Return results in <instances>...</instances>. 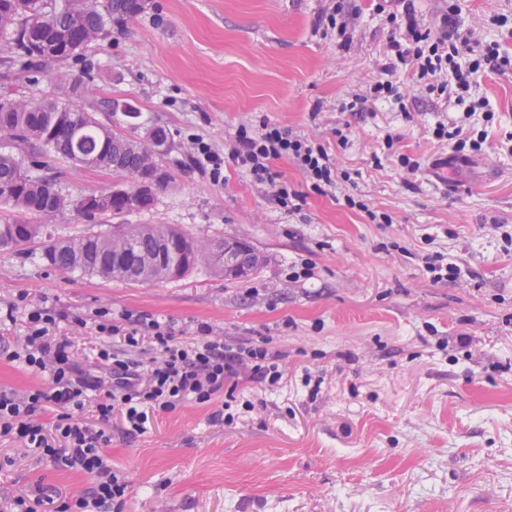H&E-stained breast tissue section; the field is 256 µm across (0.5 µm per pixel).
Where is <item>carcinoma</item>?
<instances>
[{"label": "carcinoma", "mask_w": 512, "mask_h": 512, "mask_svg": "<svg viewBox=\"0 0 512 512\" xmlns=\"http://www.w3.org/2000/svg\"><path fill=\"white\" fill-rule=\"evenodd\" d=\"M129 0H0V35L11 36L12 56L9 65L36 68L48 55L26 37L27 28L49 38L59 32L71 36L72 53H77L82 32L88 27L106 28L107 23H120L129 18ZM81 79L68 85V100L41 97L32 100L25 111L8 110L0 105V134L15 143V150L0 151V208L16 217L0 224V248L21 247L42 235L43 225L31 224L27 215L53 216L66 209L80 211L84 196L69 197L55 188L50 181L31 175V170L45 166L48 158H62L86 166L93 156L100 157L103 169L127 178L137 171L148 174L156 163L152 133L138 139L135 123L124 128L102 125L86 111L72 108V98L78 93ZM149 208L138 204L134 187L128 188L125 198L112 201L110 211L115 214L131 213ZM138 239L141 251L151 252L159 240L171 238L190 244L194 237L185 230L171 225L139 224L119 225L105 233L78 238L50 239L43 242L44 259L52 266L116 278L132 283H152L168 278L165 268L139 265L129 266V258L120 249L121 239ZM200 264L209 266L222 275L224 269L208 253H199L189 262V272Z\"/></svg>", "instance_id": "obj_1"}]
</instances>
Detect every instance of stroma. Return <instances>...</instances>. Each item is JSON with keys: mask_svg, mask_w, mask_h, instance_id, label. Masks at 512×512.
Wrapping results in <instances>:
<instances>
[{"mask_svg": "<svg viewBox=\"0 0 512 512\" xmlns=\"http://www.w3.org/2000/svg\"><path fill=\"white\" fill-rule=\"evenodd\" d=\"M331 0H152L77 57L35 70L0 63V93L62 95L72 78L83 105L121 127L115 99L131 101L142 127L168 133L156 161L168 174L150 209L88 221L44 220L74 238L113 224H175L207 242L247 241L260 264L227 281L200 266L153 285L48 266L39 244L0 249V336L19 339L29 311L49 307L87 325L70 335L78 362L99 346L96 313L146 314L178 338L206 322L224 337H272L280 384L241 379L230 422L213 423L222 399L188 401L127 435L120 412L84 419L111 437L113 467L128 483L124 512H512V72L483 73L471 98L493 112L471 117L481 151L437 140L436 122L461 121L446 102L390 75L402 99L350 103L389 63L393 27L373 0H347L346 37L323 23ZM459 28L512 56V0H460ZM506 26L492 25L494 16ZM269 121L324 145L348 173L336 195L313 189L287 158L274 168L301 193L287 212L242 169L217 183L191 161L192 136L228 150L239 125ZM346 126L349 141L334 130ZM418 160L412 173L399 155ZM44 177L69 195L98 194L119 178L68 161ZM348 194L391 221L373 224L341 205ZM441 252L458 277L431 282L423 256ZM310 262L296 281L292 266ZM470 337L460 346L458 337ZM52 485H91L17 441H0V501Z\"/></svg>", "mask_w": 512, "mask_h": 512, "instance_id": "stroma-1", "label": "stroma"}]
</instances>
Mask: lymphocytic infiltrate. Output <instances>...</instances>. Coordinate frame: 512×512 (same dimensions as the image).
<instances>
[{
	"label": "lymphocytic infiltrate",
	"instance_id": "1",
	"mask_svg": "<svg viewBox=\"0 0 512 512\" xmlns=\"http://www.w3.org/2000/svg\"><path fill=\"white\" fill-rule=\"evenodd\" d=\"M375 8L405 28V37L389 41L393 55L411 62L417 80L427 81L438 95L460 103L475 76L512 71V57L501 54L493 41L460 64V54L471 49L469 37L444 18L437 28L422 27L412 0H377ZM190 150L192 161L213 176H220L227 163L244 169L288 212L299 210L303 197L273 169L274 160H293L322 193L335 190L339 181L324 146L266 121L240 126L227 154L200 137L192 138ZM59 318L47 307L30 311L26 333L6 352L9 361L46 374L48 384L22 394L0 389V440H20L54 466L91 478L89 490L71 498L64 512H123L128 495L124 474L105 453L110 436L83 422L84 412L106 420L120 410L128 434H141L155 413L188 401L211 403L219 393L235 391L242 375L271 386L283 377L282 355L269 338L233 344L202 322L194 341L187 342L165 322L123 312L98 314L95 330L102 343L84 369L75 362L73 341L59 331Z\"/></svg>",
	"mask_w": 512,
	"mask_h": 512
}]
</instances>
